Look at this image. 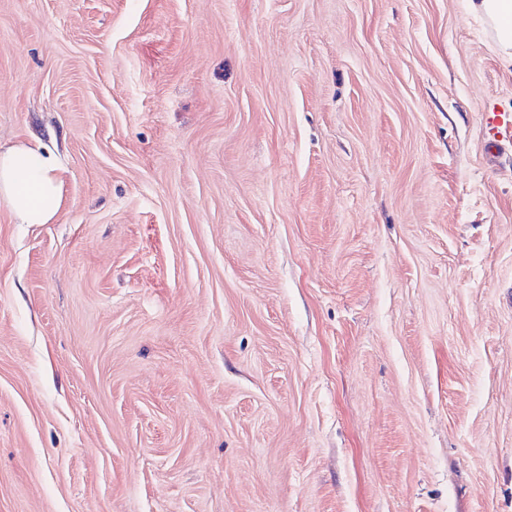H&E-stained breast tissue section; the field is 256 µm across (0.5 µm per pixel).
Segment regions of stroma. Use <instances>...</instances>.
<instances>
[{
	"instance_id": "35a3bbf8",
	"label": "stroma",
	"mask_w": 512,
	"mask_h": 512,
	"mask_svg": "<svg viewBox=\"0 0 512 512\" xmlns=\"http://www.w3.org/2000/svg\"><path fill=\"white\" fill-rule=\"evenodd\" d=\"M512 62L471 0H0V512H512ZM489 143L500 146L501 142L512 143V115L503 112H487L483 115ZM0 199L19 224H49L64 202L55 156L26 141L0 145Z\"/></svg>"
}]
</instances>
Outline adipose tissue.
I'll use <instances>...</instances> for the list:
<instances>
[{"instance_id":"1","label":"adipose tissue","mask_w":512,"mask_h":512,"mask_svg":"<svg viewBox=\"0 0 512 512\" xmlns=\"http://www.w3.org/2000/svg\"><path fill=\"white\" fill-rule=\"evenodd\" d=\"M0 201L17 223L52 222L64 202V180L55 156L26 141L0 145Z\"/></svg>"}]
</instances>
